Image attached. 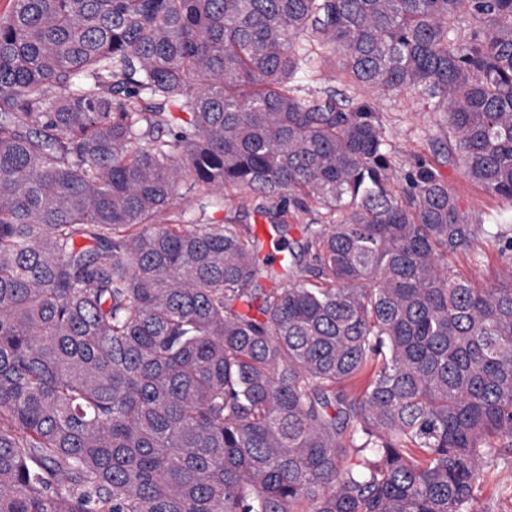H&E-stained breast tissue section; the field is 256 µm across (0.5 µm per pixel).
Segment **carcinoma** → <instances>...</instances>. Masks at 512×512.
<instances>
[{"label":"carcinoma","mask_w":512,"mask_h":512,"mask_svg":"<svg viewBox=\"0 0 512 512\" xmlns=\"http://www.w3.org/2000/svg\"><path fill=\"white\" fill-rule=\"evenodd\" d=\"M314 40L512 206V0H11L0 512H474L512 464V278L459 275L473 221L396 189L379 113L300 95ZM188 178L315 219L276 270Z\"/></svg>","instance_id":"obj_1"}]
</instances>
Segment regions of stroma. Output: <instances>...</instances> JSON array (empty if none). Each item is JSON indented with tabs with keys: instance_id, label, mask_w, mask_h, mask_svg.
<instances>
[{
	"instance_id": "obj_1",
	"label": "stroma",
	"mask_w": 512,
	"mask_h": 512,
	"mask_svg": "<svg viewBox=\"0 0 512 512\" xmlns=\"http://www.w3.org/2000/svg\"><path fill=\"white\" fill-rule=\"evenodd\" d=\"M340 66L339 58L334 57L330 48L317 47L315 59L300 81L302 96L315 99L331 93L343 97L348 91V80ZM365 98L381 114L386 132L397 146L396 188H405V176L418 161L432 163L462 208L477 221L475 241L455 259L456 270L479 286L497 284L503 271L512 267V245L506 239L489 236L486 229L489 216L502 212L503 206L442 158L440 142L444 135L438 128L440 113L427 111L407 91L389 96L369 92ZM213 218L254 225L265 247L277 243L269 234L272 217L258 212L253 201L242 203L235 196H225L223 209L214 211ZM486 472L477 494L480 512H512V466L494 462L487 466Z\"/></svg>"
}]
</instances>
